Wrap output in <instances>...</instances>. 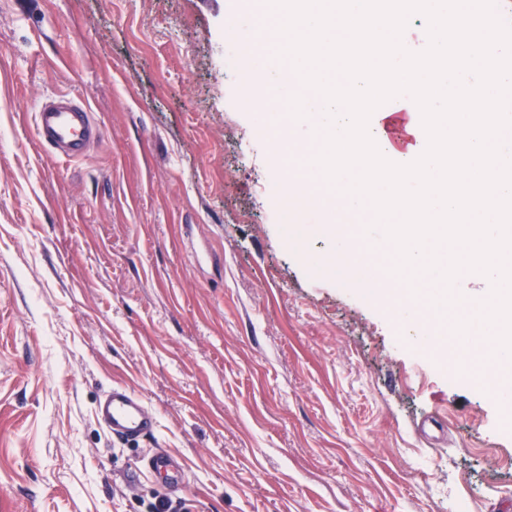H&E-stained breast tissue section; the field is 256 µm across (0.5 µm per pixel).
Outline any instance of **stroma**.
I'll return each instance as SVG.
<instances>
[{
    "mask_svg": "<svg viewBox=\"0 0 512 512\" xmlns=\"http://www.w3.org/2000/svg\"><path fill=\"white\" fill-rule=\"evenodd\" d=\"M233 0H0V512H512V393L442 370L286 221L267 113L224 74ZM105 135L66 160L34 110ZM156 432L112 440L111 387ZM183 469L169 492L145 466ZM39 141L53 154L76 160L104 137V128L81 99L70 94L42 97L34 116Z\"/></svg>",
    "mask_w": 512,
    "mask_h": 512,
    "instance_id": "1",
    "label": "stroma"
}]
</instances>
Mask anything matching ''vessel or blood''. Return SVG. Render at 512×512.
I'll use <instances>...</instances> for the list:
<instances>
[{"label":"vessel or blood","mask_w":512,"mask_h":512,"mask_svg":"<svg viewBox=\"0 0 512 512\" xmlns=\"http://www.w3.org/2000/svg\"><path fill=\"white\" fill-rule=\"evenodd\" d=\"M39 141L52 153L76 160L86 156L92 144L104 136L81 99L69 94L42 97L34 116ZM96 418L112 439L127 441L153 433L156 416L141 398L125 387L106 392L96 407Z\"/></svg>","instance_id":"1"}]
</instances>
